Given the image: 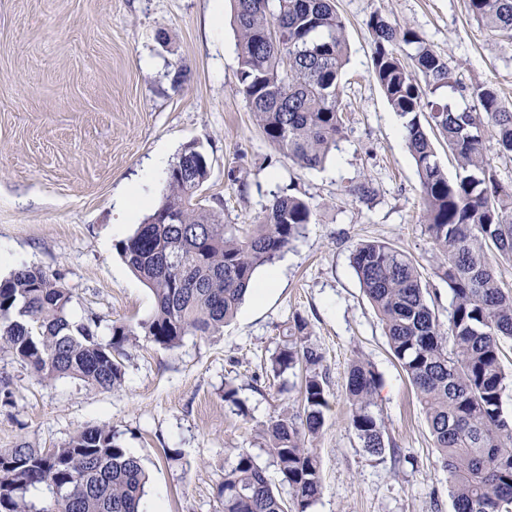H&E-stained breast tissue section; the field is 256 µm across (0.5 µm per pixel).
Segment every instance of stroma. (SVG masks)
I'll list each match as a JSON object with an SVG mask.
<instances>
[{
    "label": "stroma",
    "mask_w": 512,
    "mask_h": 512,
    "mask_svg": "<svg viewBox=\"0 0 512 512\" xmlns=\"http://www.w3.org/2000/svg\"><path fill=\"white\" fill-rule=\"evenodd\" d=\"M336 9L349 44L345 133L323 167L307 169L265 139L238 92L231 0H0L1 278L22 264L57 275L72 294V317H99L106 340L112 327L147 319L153 296L116 250L135 227L116 200L133 183L160 198L165 178L151 160H175L190 144L209 160L203 202L225 223H256L287 191L315 211L273 267L257 271L260 280L276 275L263 301L246 298L220 333L172 349L129 342L124 380L112 390L70 377L40 381L0 351V377L14 392L0 405V450L52 448L105 425L149 475L146 512H220L216 490L244 451L290 499L262 428L300 406L298 379L271 371L299 315L328 380L325 423L308 442L322 479L311 512H454L425 415L350 263L366 240L405 251L447 321L452 295L434 275L416 167L371 74L366 21L378 11L412 28L463 83L496 84L509 102L512 41L468 15L463 0H336ZM181 68L184 81L173 83ZM363 181L371 199L345 195ZM356 358L381 380L376 411L400 466L368 456L350 427L345 384Z\"/></svg>",
    "instance_id": "obj_1"
}]
</instances>
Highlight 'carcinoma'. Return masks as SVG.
Segmentation results:
<instances>
[{"instance_id": "1", "label": "carcinoma", "mask_w": 512, "mask_h": 512, "mask_svg": "<svg viewBox=\"0 0 512 512\" xmlns=\"http://www.w3.org/2000/svg\"><path fill=\"white\" fill-rule=\"evenodd\" d=\"M468 15L512 39V0H464ZM238 36V92L270 143L294 163L314 169L344 133L342 77L348 61L345 25L334 0H233ZM373 77L403 119L423 202V224L452 293L448 330L427 298L417 262L387 242L353 248L351 264L383 326L393 357L414 386L448 476L454 512L512 508V419L503 396L512 384L502 343L512 339V290L501 287L493 262L512 260V184H503L486 152V133L512 156V104L488 83L464 85L448 62L413 29L372 13ZM454 155L453 180L436 160L433 140ZM207 156L185 148L169 168L154 212L117 245L130 270L150 289L151 317L111 328L75 321L71 292L47 271L14 269L0 279V341L42 381L71 377L102 390L120 385L115 354L142 335L165 348L186 336H209L233 319L256 271L271 265L314 211L303 199L273 198L256 224H226L201 204ZM322 355L307 321L293 320L271 359L280 375L300 371L301 410L264 426L267 453L292 490L273 489L247 451L217 489L222 512H310L322 493L308 437L320 432L328 408ZM380 379L370 363L350 365L349 423L369 456L398 462L397 448L374 411ZM148 476L106 425L86 428L57 448L22 444L0 451V512H141ZM51 495L38 508L32 488Z\"/></svg>"}]
</instances>
